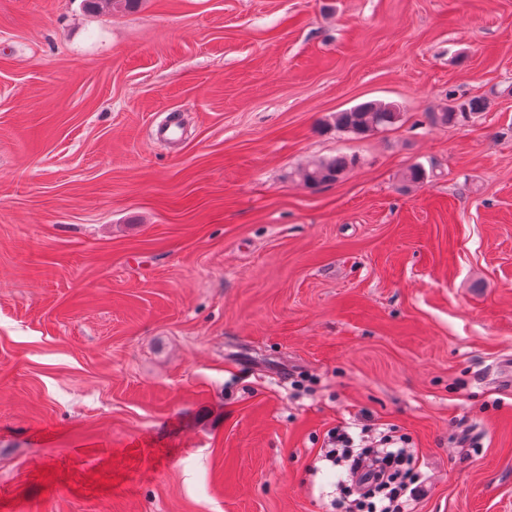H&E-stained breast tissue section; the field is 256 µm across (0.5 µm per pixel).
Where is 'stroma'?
Segmentation results:
<instances>
[{
  "mask_svg": "<svg viewBox=\"0 0 512 512\" xmlns=\"http://www.w3.org/2000/svg\"><path fill=\"white\" fill-rule=\"evenodd\" d=\"M510 364L512 0H0V512H331L367 415L512 512ZM448 102V106L442 109L441 112L430 115L434 122L444 125H456L462 122L474 121L483 112H486L487 109L486 99L482 97L468 99L449 97ZM401 116L397 104L370 101L336 113L333 127L339 132L362 136L400 122ZM355 163L354 158L338 156L312 162L297 169L294 174L309 188L315 189L338 182L351 170Z\"/></svg>",
  "mask_w": 512,
  "mask_h": 512,
  "instance_id": "obj_1",
  "label": "stroma"
}]
</instances>
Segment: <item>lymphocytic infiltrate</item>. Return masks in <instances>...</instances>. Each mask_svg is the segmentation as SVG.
Returning <instances> with one entry per match:
<instances>
[{
  "label": "lymphocytic infiltrate",
  "mask_w": 512,
  "mask_h": 512,
  "mask_svg": "<svg viewBox=\"0 0 512 512\" xmlns=\"http://www.w3.org/2000/svg\"><path fill=\"white\" fill-rule=\"evenodd\" d=\"M321 458L354 475L359 488L357 497L334 501L335 512H405L419 493V458L406 436L341 424L329 431Z\"/></svg>",
  "instance_id": "f902f5d3"
}]
</instances>
